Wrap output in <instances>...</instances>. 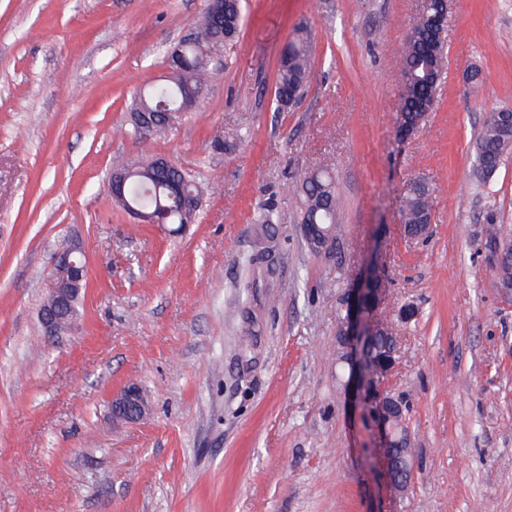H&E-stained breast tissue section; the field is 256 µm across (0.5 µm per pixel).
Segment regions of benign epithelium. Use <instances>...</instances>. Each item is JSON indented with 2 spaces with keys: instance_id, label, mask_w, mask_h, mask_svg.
<instances>
[{
  "instance_id": "obj_1",
  "label": "benign epithelium",
  "mask_w": 512,
  "mask_h": 512,
  "mask_svg": "<svg viewBox=\"0 0 512 512\" xmlns=\"http://www.w3.org/2000/svg\"><path fill=\"white\" fill-rule=\"evenodd\" d=\"M131 173L121 171L112 176L110 191L112 196L125 199V188ZM302 237L311 250L321 253L336 247L333 236L327 230L316 231L311 225L300 227ZM88 266L81 248L69 246L66 251L55 254L52 263V277L47 296L53 305L39 311V319L49 340L69 332L76 322L77 301L82 290L86 288ZM384 288L372 275H364L348 285L339 299L340 312L336 317L337 339L342 362L347 365L348 377L345 388L356 393L365 391L366 363L371 361L378 370L387 375L395 365L397 343L393 342L376 354L368 357L365 353L370 338L390 330L381 327L373 320L367 310L366 300L378 303ZM371 406L379 420L381 432L380 452L386 463L389 480L399 492L408 489L412 478V461L410 457H398L391 451L395 445L393 433L388 422L395 415L402 413V403L379 385H374ZM147 404L136 386H128L113 395L111 401L112 418L133 421L144 416Z\"/></svg>"
}]
</instances>
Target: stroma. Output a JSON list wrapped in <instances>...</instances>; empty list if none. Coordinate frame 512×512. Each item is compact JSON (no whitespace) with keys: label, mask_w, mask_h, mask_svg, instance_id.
<instances>
[{"label":"stroma","mask_w":512,"mask_h":512,"mask_svg":"<svg viewBox=\"0 0 512 512\" xmlns=\"http://www.w3.org/2000/svg\"><path fill=\"white\" fill-rule=\"evenodd\" d=\"M206 4L0 0V512H512V295L485 233L492 220L512 238V155L472 176L486 114L512 106V0H452L445 78L407 138L397 49L417 0H243L199 109L167 138H135L136 92L167 77ZM302 26L313 79L280 112L278 58ZM143 154L196 175L185 231L113 204V165ZM315 168L336 177L341 252H312L295 220L287 188ZM416 177L433 189L420 239L400 220ZM65 238L89 284L53 344L38 312ZM265 246L255 289L249 259ZM369 260L398 347L382 387L408 408L401 495L336 378L337 301ZM130 384L148 411L113 421Z\"/></svg>","instance_id":"35a3bbf8"}]
</instances>
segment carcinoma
I'll use <instances>...</instances> for the list:
<instances>
[{"label":"carcinoma","instance_id":"carcinoma-1","mask_svg":"<svg viewBox=\"0 0 512 512\" xmlns=\"http://www.w3.org/2000/svg\"><path fill=\"white\" fill-rule=\"evenodd\" d=\"M443 0H430L426 13L412 20L410 33L401 48L403 106L399 122L412 128L420 125L432 110L429 101L443 79L444 49L435 43L430 28L432 17L444 12ZM224 11L230 25L218 30L209 13H204L194 36L182 47V61L174 74L162 83L145 88L132 103L131 112H180L190 92L205 89L212 71L201 61L202 47L210 41L235 37L242 24L241 0H224ZM313 76L312 42L309 33L298 29L283 47L274 87L278 111L303 97ZM512 153V122L502 123L487 114L476 141V169L479 181L491 178ZM156 157L141 159L121 168L134 170L126 187V202L118 203L125 210L131 205L144 212H153L158 205L168 207L166 223L185 226L194 223L202 205L203 191L194 175L178 165L172 166L163 178L156 176ZM296 219L300 224H334L337 216L335 177L325 169H313L298 175L294 184ZM431 211V194L424 182H408L402 198V223L417 224Z\"/></svg>","mask_w":512,"mask_h":512}]
</instances>
